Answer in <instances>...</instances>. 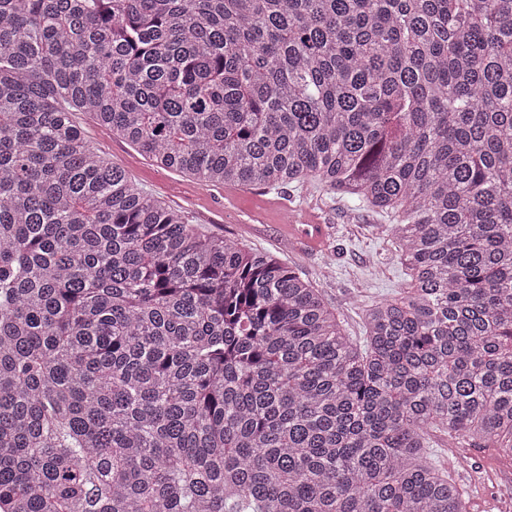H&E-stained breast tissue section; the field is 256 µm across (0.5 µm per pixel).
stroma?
Returning a JSON list of instances; mask_svg holds the SVG:
<instances>
[{
    "mask_svg": "<svg viewBox=\"0 0 512 512\" xmlns=\"http://www.w3.org/2000/svg\"><path fill=\"white\" fill-rule=\"evenodd\" d=\"M78 122L98 153L123 167L147 194L181 211L189 223L295 266L324 290L352 335L362 331L358 301L382 299L401 288L404 275L392 261L387 241L371 234L381 218L362 204L329 201L313 186L264 190L205 185L191 175L157 167L90 116H79ZM292 216L328 225L326 243L316 250L294 245L286 230ZM440 460L469 492L473 512L512 507V464L500 465L492 449L461 448L453 455L442 454Z\"/></svg>",
    "mask_w": 512,
    "mask_h": 512,
    "instance_id": "1",
    "label": "stroma"
}]
</instances>
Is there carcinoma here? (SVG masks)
Returning a JSON list of instances; mask_svg holds the SVG:
<instances>
[{"label":"carcinoma","mask_w":512,"mask_h":512,"mask_svg":"<svg viewBox=\"0 0 512 512\" xmlns=\"http://www.w3.org/2000/svg\"><path fill=\"white\" fill-rule=\"evenodd\" d=\"M314 184L403 287L350 335L103 158ZM512 462V0H0V512H471ZM465 457L467 463H460ZM441 463L462 487L470 494L472 511L512 512V463L508 467H497L503 463L491 448H458L457 455L443 453ZM473 475L477 480L473 482ZM509 510H500V506Z\"/></svg>","instance_id":"carcinoma-1"}]
</instances>
